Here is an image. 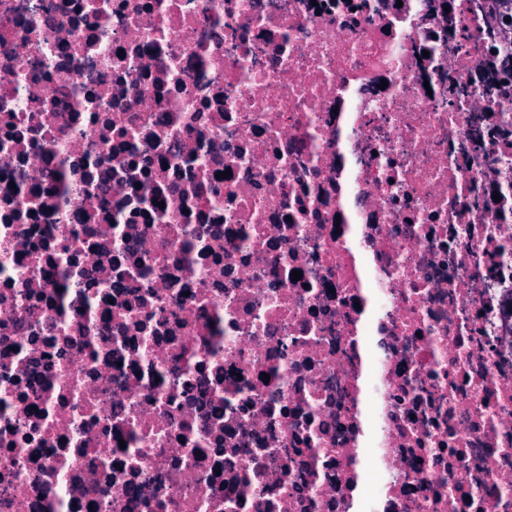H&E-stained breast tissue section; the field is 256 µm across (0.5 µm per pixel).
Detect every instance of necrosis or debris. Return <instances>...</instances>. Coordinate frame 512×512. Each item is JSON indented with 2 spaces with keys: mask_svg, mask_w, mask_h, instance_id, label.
I'll use <instances>...</instances> for the list:
<instances>
[{
  "mask_svg": "<svg viewBox=\"0 0 512 512\" xmlns=\"http://www.w3.org/2000/svg\"><path fill=\"white\" fill-rule=\"evenodd\" d=\"M500 11L0 0V512H512Z\"/></svg>",
  "mask_w": 512,
  "mask_h": 512,
  "instance_id": "necrosis-or-debris-1",
  "label": "necrosis or debris"
}]
</instances>
